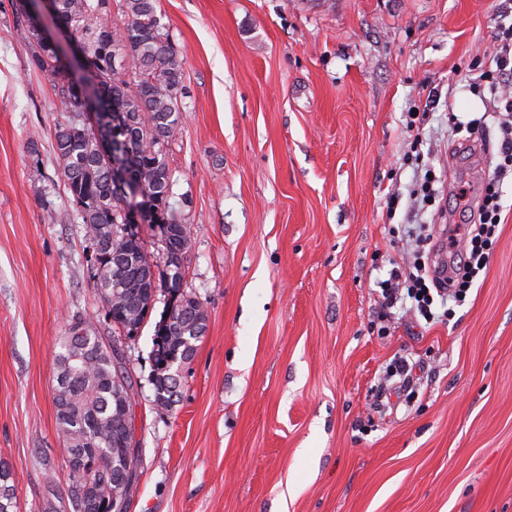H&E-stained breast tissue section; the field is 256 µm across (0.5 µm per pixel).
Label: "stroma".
I'll return each mask as SVG.
<instances>
[{"mask_svg":"<svg viewBox=\"0 0 512 512\" xmlns=\"http://www.w3.org/2000/svg\"><path fill=\"white\" fill-rule=\"evenodd\" d=\"M184 56L166 147L192 229L182 288L207 313L176 401L157 405L158 289L133 335L106 316L53 151L63 107L0 0V461L19 512H71L54 358L73 317L120 344L139 480L126 512H512V174L486 268L449 320L376 288L478 224L499 161L494 93L473 94L512 0H157ZM423 113L422 166L408 159ZM476 125L481 147L466 142ZM440 203L409 198L424 169ZM467 190L469 203L458 193ZM402 195L394 217L386 195ZM412 369V393L386 370Z\"/></svg>","mask_w":512,"mask_h":512,"instance_id":"35a3bbf8","label":"stroma"}]
</instances>
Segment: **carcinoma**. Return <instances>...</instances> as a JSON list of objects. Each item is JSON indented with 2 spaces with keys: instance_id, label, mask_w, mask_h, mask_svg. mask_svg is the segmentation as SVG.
Wrapping results in <instances>:
<instances>
[{
  "instance_id": "cac0c4a2",
  "label": "carcinoma",
  "mask_w": 512,
  "mask_h": 512,
  "mask_svg": "<svg viewBox=\"0 0 512 512\" xmlns=\"http://www.w3.org/2000/svg\"><path fill=\"white\" fill-rule=\"evenodd\" d=\"M156 0H125L126 20L112 25L109 0H51L56 18L68 28L90 61L89 79L104 104L106 124L120 129L118 150L130 178L140 184V204L168 218L173 174L165 146L181 123L183 54L169 38ZM33 70L51 78L54 95L71 115L55 125L53 149L65 189L75 207L64 221H81L85 239H100L94 283L112 324L136 332L152 309L156 288H167V317L155 326V402H174L178 368L193 358L205 336L208 316L195 294L182 290L185 264L155 270L140 236L126 229L123 198L112 185V172L99 154L92 125L80 119L79 94L68 81L65 63L26 26ZM56 424L69 455V466L89 465L88 481L70 479L72 512H114L112 494L132 495L139 474L134 437L133 385L117 346L98 336L97 327L76 319L61 337L56 355ZM10 474L0 466V512H17Z\"/></svg>"
}]
</instances>
